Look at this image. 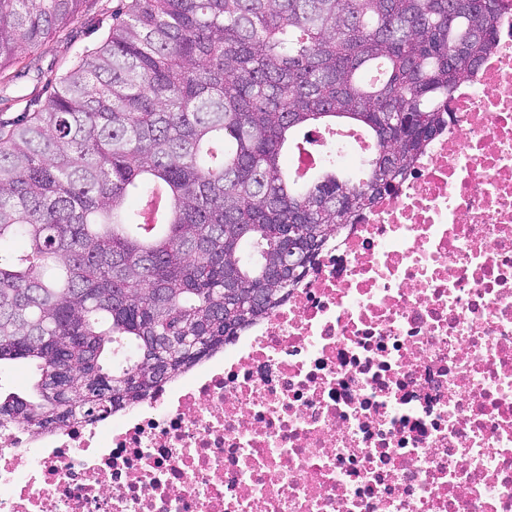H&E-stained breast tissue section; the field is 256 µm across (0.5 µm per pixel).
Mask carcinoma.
Wrapping results in <instances>:
<instances>
[{"label": "carcinoma", "instance_id": "obj_1", "mask_svg": "<svg viewBox=\"0 0 512 512\" xmlns=\"http://www.w3.org/2000/svg\"><path fill=\"white\" fill-rule=\"evenodd\" d=\"M84 0H0V71ZM504 0H129L44 104L0 123V362L33 433L142 402L270 313L328 230L389 193L448 120ZM352 127L366 168L285 159ZM293 228L305 263L279 267ZM261 292L248 310L224 289ZM34 375L25 363L2 362L0 369V392L2 397L15 393L27 397L33 391Z\"/></svg>", "mask_w": 512, "mask_h": 512}]
</instances>
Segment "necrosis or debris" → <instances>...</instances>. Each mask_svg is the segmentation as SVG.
I'll list each match as a JSON object with an SVG mask.
<instances>
[{"instance_id":"obj_1","label":"necrosis or debris","mask_w":512,"mask_h":512,"mask_svg":"<svg viewBox=\"0 0 512 512\" xmlns=\"http://www.w3.org/2000/svg\"><path fill=\"white\" fill-rule=\"evenodd\" d=\"M448 122L287 298L150 397L0 428V512H512V2ZM358 168V131L303 162Z\"/></svg>"}]
</instances>
